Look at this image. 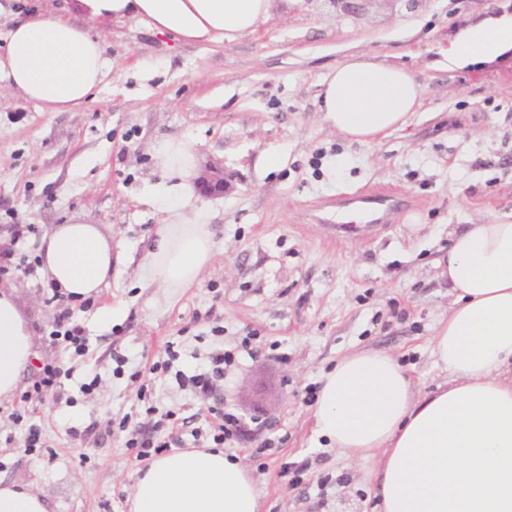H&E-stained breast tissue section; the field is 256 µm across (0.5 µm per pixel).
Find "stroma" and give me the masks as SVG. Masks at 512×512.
<instances>
[{
	"label": "stroma",
	"mask_w": 512,
	"mask_h": 512,
	"mask_svg": "<svg viewBox=\"0 0 512 512\" xmlns=\"http://www.w3.org/2000/svg\"><path fill=\"white\" fill-rule=\"evenodd\" d=\"M490 16L511 18L512 0H367L356 17L334 0H290L257 33L207 45H173L129 19L104 31L108 84L86 106L46 112L0 95V243L8 225L30 224L24 249L36 254L74 216L112 235L108 288L73 310L85 356L49 339L59 309L37 274L0 278L36 333L23 386L40 364L68 370L28 407L45 447L26 451V425L9 418L17 401L0 404V480L32 485L52 512H128L142 470L130 428L171 411L182 447H196L210 403L186 379L228 351L224 407L248 437L225 448L253 476L263 512H373L371 463L328 447L314 398L322 374L360 351L395 355L422 396L448 378L429 349L450 303L437 261L457 225L512 211V51L465 67L442 54ZM352 55L425 86L409 125L377 144L323 121L319 82ZM167 138L188 141L199 166L224 167L223 194L189 181L217 253L183 290L143 284L158 200L174 191L154 154ZM366 188L409 208L377 234H337L336 199Z\"/></svg>",
	"instance_id": "35a3bbf8"
}]
</instances>
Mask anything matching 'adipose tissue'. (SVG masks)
<instances>
[{
  "label": "adipose tissue",
  "mask_w": 512,
  "mask_h": 512,
  "mask_svg": "<svg viewBox=\"0 0 512 512\" xmlns=\"http://www.w3.org/2000/svg\"><path fill=\"white\" fill-rule=\"evenodd\" d=\"M92 21L72 22L68 6L22 17L0 0L9 28L0 39V90L41 109H77L110 72L103 26L136 19L175 44H209L255 32L275 0H78ZM512 49V21L487 19L450 45L449 60L488 62ZM327 126L360 144L407 125L424 93L402 67L353 55L320 81ZM163 169L188 180L192 146L165 140ZM216 255L203 213L172 208L147 259V280L187 288ZM37 273L60 294L97 298L112 276V238L79 217L40 241ZM447 321L430 339L449 380L419 397L391 354L358 352L323 374L315 426L329 447L374 461L376 512H512V213L465 224L450 234ZM35 354V332L15 289L0 287V401L18 393ZM251 474L220 448H185L154 458L135 482L130 512H260ZM46 497L0 481V512H50Z\"/></svg>",
  "instance_id": "obj_1"
}]
</instances>
